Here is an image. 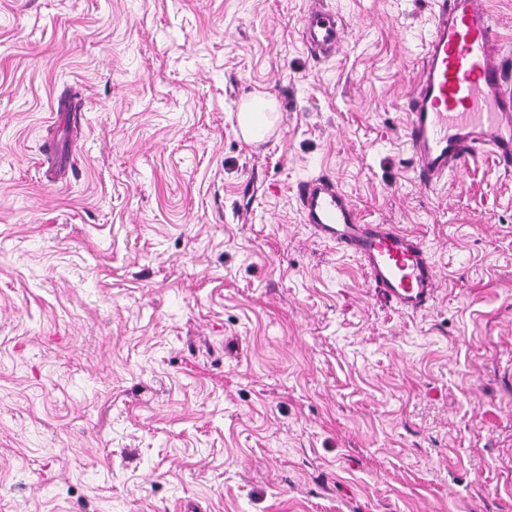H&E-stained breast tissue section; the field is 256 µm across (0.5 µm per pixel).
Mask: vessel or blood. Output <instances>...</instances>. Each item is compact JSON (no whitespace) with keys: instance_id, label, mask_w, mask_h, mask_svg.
Masks as SVG:
<instances>
[{"instance_id":"vessel-or-blood-1","label":"vessel or blood","mask_w":512,"mask_h":512,"mask_svg":"<svg viewBox=\"0 0 512 512\" xmlns=\"http://www.w3.org/2000/svg\"><path fill=\"white\" fill-rule=\"evenodd\" d=\"M302 35L313 52L330 55L342 42L343 24L314 0ZM405 129L424 186L447 181L482 151L512 170V56L502 50L488 0H437L422 64L406 96ZM297 196L312 234L358 259L384 299L405 312L426 308L437 275L420 238L393 224L366 223L330 176L300 182Z\"/></svg>"}]
</instances>
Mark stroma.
I'll return each mask as SVG.
<instances>
[{
	"instance_id": "1",
	"label": "stroma",
	"mask_w": 512,
	"mask_h": 512,
	"mask_svg": "<svg viewBox=\"0 0 512 512\" xmlns=\"http://www.w3.org/2000/svg\"><path fill=\"white\" fill-rule=\"evenodd\" d=\"M323 2L329 57L310 0H0V512H512V171L414 177L435 0ZM319 173L426 309L302 224ZM302 35L315 53L330 55L336 52L343 38V24L336 13L313 1L303 18ZM257 104L261 105L260 110H255ZM274 110V102L262 97L246 104L238 115L239 127L243 134L249 138H255L253 135L255 132L266 131L271 123V114ZM299 212L312 234L359 260L369 282L398 310L426 308L437 288L425 245L394 224H367L334 178L319 174L297 186Z\"/></svg>"
}]
</instances>
